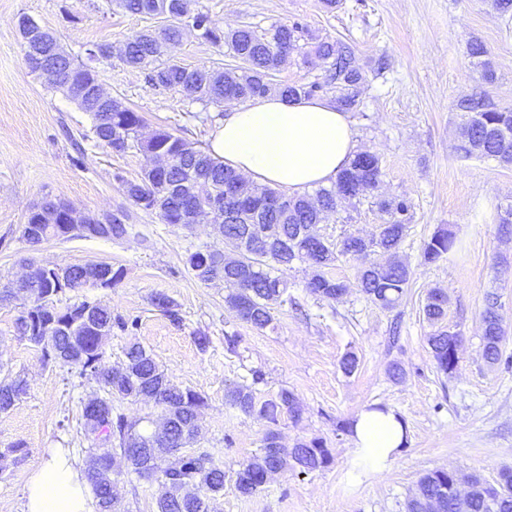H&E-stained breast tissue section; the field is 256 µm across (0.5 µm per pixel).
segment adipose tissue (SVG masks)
<instances>
[{
	"label": "adipose tissue",
	"instance_id": "1",
	"mask_svg": "<svg viewBox=\"0 0 512 512\" xmlns=\"http://www.w3.org/2000/svg\"><path fill=\"white\" fill-rule=\"evenodd\" d=\"M208 151L250 182L294 195L335 181L356 140L335 103L268 95L227 108ZM352 431L355 478L385 472L406 437L401 417L390 408L363 411ZM24 498V512H92L84 469L64 448L46 449Z\"/></svg>",
	"mask_w": 512,
	"mask_h": 512
}]
</instances>
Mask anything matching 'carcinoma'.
I'll return each mask as SVG.
<instances>
[{
	"label": "carcinoma",
	"instance_id": "cac0c4a2",
	"mask_svg": "<svg viewBox=\"0 0 512 512\" xmlns=\"http://www.w3.org/2000/svg\"><path fill=\"white\" fill-rule=\"evenodd\" d=\"M116 6L132 15H165L172 20L190 16L192 27L206 41L224 44L229 55L241 65L227 71L207 67H189L177 62H163L166 45L177 40L181 30L174 24L145 29L127 38L118 46L94 44L95 54L79 64L62 53L53 60L57 79L53 86L71 100H77L75 89L96 81V71L89 62L117 56L132 69L148 71V80L155 86L192 92L194 101L205 108L217 109V118L224 117L222 107L227 100L248 101L277 90L286 99L310 98L329 92L345 111L359 105L358 87L363 81L354 51L334 40L314 37L297 22L277 24L258 32L248 26L224 32L208 12L189 14V0H115ZM311 40L313 53L329 62L323 82L305 84L283 83L273 86L272 72L279 69L293 53L303 49L302 41ZM469 54L483 58L487 81L494 80L491 62L484 59L487 49L474 41ZM90 113L96 142L113 152L136 149L169 160L159 175L141 172L135 180H121L123 194L146 213H155L166 224H200L205 202L193 188L204 185L219 203L214 221L221 224L224 248L209 247L188 254L186 265L195 278L208 283L224 281L225 302L252 327L263 330L275 320V305L283 302L288 281L283 271L296 264L317 267L307 283L316 297L337 301L347 291L344 280L331 272L338 255L362 258L377 254L381 260L372 262L358 272L361 293L371 302L390 309L402 299L411 280V270L399 255L400 246L411 222V204L404 198H379L378 209L387 215L384 223L370 238L350 233L340 243L320 235L316 226L326 212L336 211L340 200L361 201L378 188L381 177L379 157L360 152L336 177L330 187H322L315 195L287 196L267 186L247 187L241 177L220 160L211 157L197 143L166 130H157L144 140L140 137L143 119L139 113L115 101L112 111L100 112L79 103ZM461 112L456 152L464 157L496 160L512 164V108L499 106L486 95L471 96L457 105ZM129 214L119 208L112 219H104L109 229L100 233L104 239H122L129 235ZM68 225L41 224L37 210L30 211L23 225L22 238L67 239ZM457 248L455 234L448 229L435 231L424 244L423 260L435 263L449 257ZM31 273L15 284L17 293L35 297L17 319L19 335L34 343L44 363L75 368L82 378L94 381L101 395L93 398V406H83L85 437L94 462L86 478L97 512H122L113 493L115 477L121 474L109 447L116 444L121 451L127 472L144 480L161 474L165 491L156 499L155 512H217L219 498L224 494V469L206 452H186L167 469L158 471L157 449L171 452L194 444L201 431L200 410L205 397L175 386L167 373L141 345L134 343L125 350L126 361L118 369L101 367L104 336L117 329L132 332L138 328L136 317L112 315V310L98 301L62 304L60 296L77 292L95 283L112 288L124 278V269L109 263L88 262L64 266L66 283L56 275L32 263ZM152 304L170 322L180 324L179 305L165 294L152 297ZM498 297L489 294L483 312L484 355L491 364L503 359L502 341L505 329L497 314ZM424 314L431 334L427 342L437 367L445 374L453 372L458 363L461 343L459 331L448 325L447 298L439 290L428 294ZM26 392L19 378L0 381V412L10 410ZM146 399L161 410L163 425L146 433L141 420H131L115 411L116 401ZM230 405L272 425L263 439L259 455L242 464L236 472L235 487L243 496L257 492L269 473L288 466L309 472L327 466L330 453L316 441L299 442L292 448L280 444L273 427L287 415L297 421L301 408L294 395L281 390L269 399H256L251 388L234 387L227 391ZM455 473L436 470L424 475L417 492L408 502L407 512H512V470H503L489 481L480 476L470 479V490L462 495L454 487Z\"/></svg>",
	"mask_w": 512,
	"mask_h": 512
}]
</instances>
